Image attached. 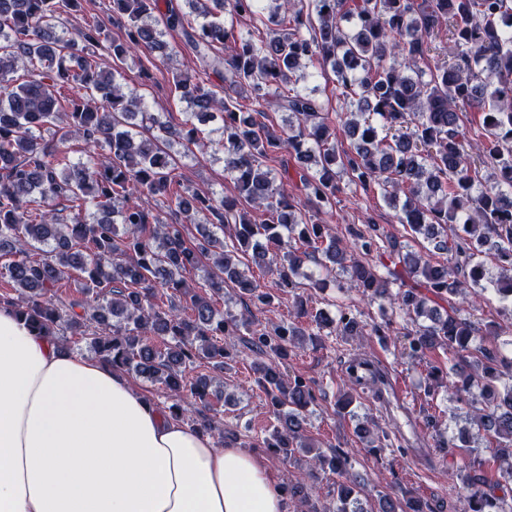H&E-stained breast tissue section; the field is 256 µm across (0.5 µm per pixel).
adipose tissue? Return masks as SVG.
Here are the masks:
<instances>
[{"mask_svg": "<svg viewBox=\"0 0 512 512\" xmlns=\"http://www.w3.org/2000/svg\"><path fill=\"white\" fill-rule=\"evenodd\" d=\"M0 512H284L254 456L0 305Z\"/></svg>", "mask_w": 512, "mask_h": 512, "instance_id": "adipose-tissue-1", "label": "adipose tissue"}]
</instances>
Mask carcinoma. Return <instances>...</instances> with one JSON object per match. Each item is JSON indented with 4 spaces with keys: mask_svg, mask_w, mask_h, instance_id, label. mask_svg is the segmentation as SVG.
Segmentation results:
<instances>
[{
    "mask_svg": "<svg viewBox=\"0 0 512 512\" xmlns=\"http://www.w3.org/2000/svg\"><path fill=\"white\" fill-rule=\"evenodd\" d=\"M233 18L259 19L265 0H196L202 21L185 25L159 0H109L113 36L95 20L72 31L64 19L86 0H0V265L17 296L1 297L35 331L84 341L112 366L134 370L176 398L197 407L168 408L201 433L213 431L208 412L211 378L186 368L208 359L224 370L232 336L272 359L255 368L257 383L275 408L277 425L267 450L283 459L311 452L301 425L315 394L300 376L285 377L273 359L303 335L295 324L271 327L251 320L248 307L272 295L251 266L276 274V288H313L327 280L390 302L413 325L414 358L436 346L448 349L453 378L448 392L472 409V421L495 441L499 459L512 446V339L492 349L490 324L479 333L462 310L438 301L468 288L492 290L512 316V0H277L275 28L262 37L237 36L206 2ZM179 27L184 46L199 61L193 74H172L174 92L193 107L182 128L147 110L144 96L126 91L120 68L139 50L148 61L177 53L160 26ZM446 40L447 59L421 63ZM113 62L101 67V53ZM332 72L336 91L355 111L331 113L299 81ZM213 74L219 84L201 75ZM277 106L288 112L280 128L260 121ZM475 112L479 129L461 115ZM221 121L219 138L196 126ZM50 132L45 138L43 132ZM352 150L338 149V133ZM183 152L171 151L173 140ZM85 158L70 157L73 142ZM224 153L235 193L217 195L183 185L180 157ZM300 160L295 174L285 155ZM280 163V169L272 167ZM491 167L493 182H479ZM346 185L373 186L406 224L448 261L435 264L392 240L374 224L338 235L320 214L336 205ZM167 210L153 214L148 203ZM262 208L258 222L250 209ZM69 215H62V210ZM211 227L208 247L188 241V225ZM365 254H386L377 266L351 257L348 240ZM493 253L497 275L478 256ZM204 272L205 294L184 273ZM78 273L85 298L65 301L62 281ZM231 283L244 313L226 315L211 297ZM169 305H159L161 297ZM297 317L338 336H362L364 326L345 312L330 319L299 305ZM475 358V369L464 362ZM313 465L340 477L336 501L307 512H364L347 477V454L319 451ZM503 484L480 473L463 481L460 512H512ZM379 512H435L411 495L385 499Z\"/></svg>",
    "mask_w": 512,
    "mask_h": 512,
    "instance_id": "cac0c4a2",
    "label": "carcinoma"
}]
</instances>
